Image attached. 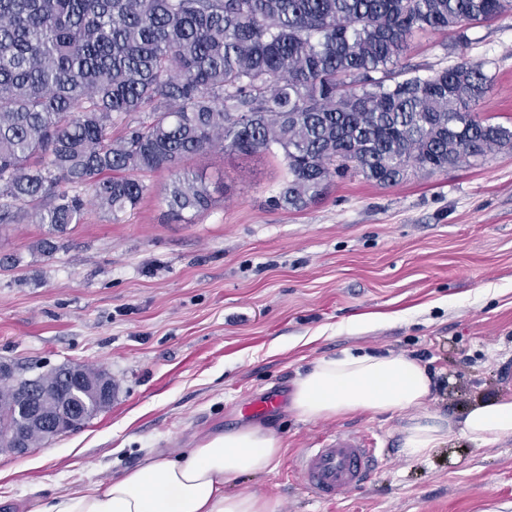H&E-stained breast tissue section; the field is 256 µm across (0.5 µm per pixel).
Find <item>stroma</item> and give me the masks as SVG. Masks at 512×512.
Masks as SVG:
<instances>
[{"instance_id":"1","label":"stroma","mask_w":512,"mask_h":512,"mask_svg":"<svg viewBox=\"0 0 512 512\" xmlns=\"http://www.w3.org/2000/svg\"><path fill=\"white\" fill-rule=\"evenodd\" d=\"M464 59L493 78L479 115L512 124V15L416 35L407 53L426 71ZM186 167L214 197L189 224L163 201L169 174L154 172L134 210L115 222L89 207L53 254L41 250L47 226L0 227V256L19 258L0 268V359L38 373L89 362L115 386L82 428L0 453V512H39L150 452L175 457L245 425L246 403L290 392L319 357H414L436 380L427 412L455 423L512 395V149L393 186L350 173L300 211L274 202L281 160L216 149ZM261 421L287 449L225 493L263 495L276 512H512V437L481 446L456 431L413 458L399 415L305 421L282 409ZM338 430L374 439L379 466L364 488L313 499L296 456Z\"/></svg>"}]
</instances>
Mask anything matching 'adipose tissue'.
Here are the masks:
<instances>
[{"label":"adipose tissue","mask_w":512,"mask_h":512,"mask_svg":"<svg viewBox=\"0 0 512 512\" xmlns=\"http://www.w3.org/2000/svg\"><path fill=\"white\" fill-rule=\"evenodd\" d=\"M432 389L430 373L416 358L347 352L317 358L300 372L290 409L305 420L355 412L404 416L403 448L420 457L451 428L450 421L423 410ZM460 430L486 445L511 437L512 396L472 406ZM285 451L270 428L217 430L179 457L150 456L120 477L58 494L44 512H276L264 496L228 495L224 487L244 474L274 471Z\"/></svg>","instance_id":"ef3b65f1"}]
</instances>
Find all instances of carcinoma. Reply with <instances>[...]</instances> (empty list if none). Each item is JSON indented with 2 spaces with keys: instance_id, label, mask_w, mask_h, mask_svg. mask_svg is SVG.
<instances>
[{
  "instance_id": "1",
  "label": "carcinoma",
  "mask_w": 512,
  "mask_h": 512,
  "mask_svg": "<svg viewBox=\"0 0 512 512\" xmlns=\"http://www.w3.org/2000/svg\"><path fill=\"white\" fill-rule=\"evenodd\" d=\"M507 12L512 0H0V224L64 235L90 205L118 221L158 171L188 223L214 197L184 162L216 148L282 158L275 202L295 210L349 171L390 186L511 149L512 125L476 115L482 62H404L419 33ZM18 377L39 404L69 388L66 363ZM13 403L0 383V444Z\"/></svg>"
}]
</instances>
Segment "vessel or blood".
<instances>
[{
  "mask_svg": "<svg viewBox=\"0 0 512 512\" xmlns=\"http://www.w3.org/2000/svg\"><path fill=\"white\" fill-rule=\"evenodd\" d=\"M377 464L372 440L339 431L322 440L320 447L302 449L297 472L313 498L335 500L361 488Z\"/></svg>",
  "mask_w": 512,
  "mask_h": 512,
  "instance_id": "b4317fda",
  "label": "vessel or blood"
}]
</instances>
